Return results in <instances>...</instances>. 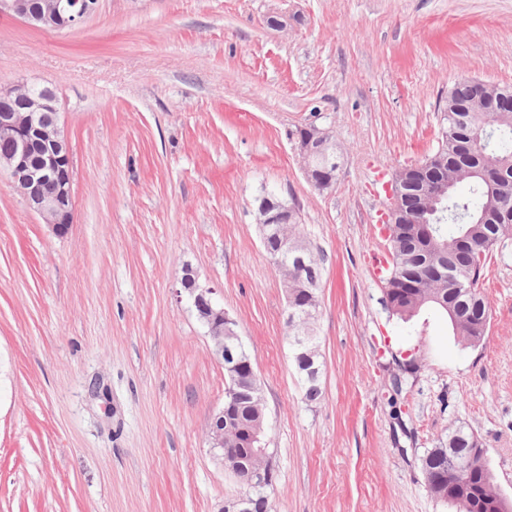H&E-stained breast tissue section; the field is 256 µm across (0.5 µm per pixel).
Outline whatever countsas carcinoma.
Here are the masks:
<instances>
[{"mask_svg":"<svg viewBox=\"0 0 512 512\" xmlns=\"http://www.w3.org/2000/svg\"><path fill=\"white\" fill-rule=\"evenodd\" d=\"M512 95V86H492L463 79L448 90L436 150L416 165L399 170L395 184L402 187L401 215L388 224L389 261L385 271L383 304L390 313L409 320L433 304L450 322L462 342L477 346L484 339L489 308L479 289L486 260L497 246L512 239V112H486L501 94ZM468 106L478 111L470 124ZM467 180L470 193L454 194ZM300 211L288 223L269 226L263 244L270 258L283 251L288 240V265L276 266L288 283L287 320L292 331L295 366L305 388V398L321 395V368L314 321L319 306L321 264L299 230ZM456 232L448 234V225ZM236 348L235 359L224 360L226 385H235L237 396L224 410L226 468H237L245 487L247 512H268L269 483L257 481L268 460L261 451L266 427L261 383L252 374L250 354L243 343L227 339ZM427 490L437 501L456 512H512V499L495 488L488 451L479 438L463 426L448 431L438 446L422 458Z\"/></svg>","mask_w":512,"mask_h":512,"instance_id":"cac0c4a2","label":"carcinoma"}]
</instances>
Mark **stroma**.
<instances>
[{"label":"stroma","mask_w":512,"mask_h":512,"mask_svg":"<svg viewBox=\"0 0 512 512\" xmlns=\"http://www.w3.org/2000/svg\"><path fill=\"white\" fill-rule=\"evenodd\" d=\"M468 78L512 85V0H99L60 31L0 14V86L57 95L74 203L55 234L0 170V512H224L240 495L209 444L226 382L179 293L187 266L261 381L270 512H455L421 468L452 426L512 498V240L484 270L474 347L436 307L390 316L368 268L383 182L434 152ZM309 125L336 143L323 191L296 150ZM268 191L299 205L321 259L314 402L261 241Z\"/></svg>","instance_id":"1"}]
</instances>
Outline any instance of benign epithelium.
Segmentation results:
<instances>
[{"label": "benign epithelium", "mask_w": 512, "mask_h": 512, "mask_svg": "<svg viewBox=\"0 0 512 512\" xmlns=\"http://www.w3.org/2000/svg\"><path fill=\"white\" fill-rule=\"evenodd\" d=\"M97 0H0V12L9 13L25 23L44 29L64 30L81 24L96 9ZM329 134L318 127L307 128L298 141L297 153L308 181L316 186L310 164L311 156L325 144ZM0 141L9 150L0 154V167L5 168L13 185L21 192L30 210L42 216L58 233L73 222L71 193V157L69 145L59 126L57 96L43 88L29 97V111L0 110ZM288 206L261 210L262 224H286ZM182 288L188 293L201 321L207 327L214 355L219 361L232 358V350L224 347V320L228 315L213 298L211 288L200 287L191 268H184ZM211 447L224 457V409H219L211 422Z\"/></svg>", "instance_id": "obj_1"}]
</instances>
